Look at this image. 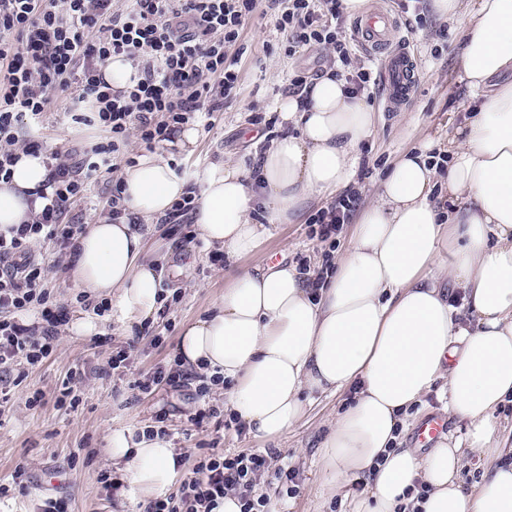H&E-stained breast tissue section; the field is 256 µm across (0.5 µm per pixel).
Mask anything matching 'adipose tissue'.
Listing matches in <instances>:
<instances>
[{"label": "adipose tissue", "mask_w": 512, "mask_h": 512, "mask_svg": "<svg viewBox=\"0 0 512 512\" xmlns=\"http://www.w3.org/2000/svg\"><path fill=\"white\" fill-rule=\"evenodd\" d=\"M462 38L460 78L476 109L449 150V208L433 197L438 168L427 152H405L361 211L328 285L311 290L293 265L236 261L257 252L269 225L298 223L313 198L353 183L374 116L344 78L327 73L303 97L281 98L280 119L295 134L274 141L257 167L213 163L195 199L199 236L229 267L212 314L182 328L177 353L222 376L225 413L268 441L298 424L315 396L351 393L319 450L325 490L367 477L351 512H395L419 482L429 487L422 512H512V448L495 417L512 398V83L493 82L512 71V0H478ZM47 174L44 156H21L0 182V231L30 219L28 193ZM124 183V204L143 225L95 220L69 275L130 327L162 306L161 277L143 258L148 223L187 184L154 153L139 156ZM457 291L468 314L453 304ZM432 391L464 435L425 454L400 447L399 426ZM466 449L489 461L468 491L456 478ZM106 460L129 485L120 512L166 494L182 472L160 436L113 431Z\"/></svg>", "instance_id": "obj_1"}]
</instances>
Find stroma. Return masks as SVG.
I'll use <instances>...</instances> for the list:
<instances>
[{
	"mask_svg": "<svg viewBox=\"0 0 512 512\" xmlns=\"http://www.w3.org/2000/svg\"><path fill=\"white\" fill-rule=\"evenodd\" d=\"M472 6V0H463L462 10L448 18L437 14L430 0H422L425 20L421 23L414 14L397 13L399 33L409 37L417 57L416 84L409 104L397 112L386 111L383 91L373 96L375 131L360 148L361 163L351 185L361 204L374 199L398 156L424 144L446 153L470 118L474 105L460 79L459 56ZM242 42L245 52L236 94L225 102L223 111L214 113L211 127L201 130L192 153L171 154L173 163L195 175H203L220 159L262 154L273 139L292 133V125L278 124L268 130L263 121L276 115L280 98L293 94L289 81L294 75L312 81L336 66L332 54L317 48L288 55L286 36L276 31L268 13L257 12L247 19ZM62 111V106H54L36 134L45 147L64 152L98 143L94 128L71 123ZM326 206L323 200L312 202L299 223L274 225L257 258L240 259V266L256 259L294 264L304 257L311 269H320L326 246L311 237L307 218ZM189 230L186 224L158 221L148 235L147 252L163 267L165 290L181 295L166 316L152 321L148 333L133 338L131 331L107 316L99 318V331L91 336L62 330L53 353L40 366L25 369L21 382L0 385V483H11L20 463L28 475L25 493L0 501V512H37L48 497L66 500L72 512H116L120 492L99 479L109 468L107 438L115 430L141 433L161 412L166 415L169 438L187 464L214 450L263 454L268 469L258 489L269 494L275 491V471L294 469L300 492L289 498L288 512H348L351 501L363 491L361 478L346 483L334 495L321 491L322 475L316 465L319 445L326 422L345 409L344 395L319 398L287 436L265 442L227 426L224 413L205 417L198 425L191 423V415L204 407L196 394L199 378L191 376L181 386L166 385L151 394L138 387V379L172 364L181 326L206 316L213 298L224 289L223 264L212 261V249L201 240L187 241ZM157 336L163 337L162 345H154ZM132 339L137 345L128 366L110 369L113 351ZM75 370L81 371L83 382L76 390L79 403L73 408L61 396ZM36 391L42 395L40 405L28 406V397Z\"/></svg>",
	"mask_w": 512,
	"mask_h": 512,
	"instance_id": "stroma-1",
	"label": "stroma"
}]
</instances>
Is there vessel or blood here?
<instances>
[{
    "label": "vessel or blood",
    "instance_id": "1",
    "mask_svg": "<svg viewBox=\"0 0 512 512\" xmlns=\"http://www.w3.org/2000/svg\"><path fill=\"white\" fill-rule=\"evenodd\" d=\"M396 26V19L382 9L372 10L354 24V33L360 45L379 59L385 108L390 112L410 99L416 81L409 41L405 38L394 39ZM447 428L446 421L440 416H429L416 427L415 439L420 446H431Z\"/></svg>",
    "mask_w": 512,
    "mask_h": 512
}]
</instances>
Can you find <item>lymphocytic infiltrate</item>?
Returning <instances> with one entry per match:
<instances>
[{
	"label": "lymphocytic infiltrate",
	"mask_w": 512,
	"mask_h": 512,
	"mask_svg": "<svg viewBox=\"0 0 512 512\" xmlns=\"http://www.w3.org/2000/svg\"><path fill=\"white\" fill-rule=\"evenodd\" d=\"M260 0H0V181H10L19 153L38 154L39 141L23 137L39 125L58 92L74 123L109 133L110 139L79 153H49V173L35 194L30 221L0 233V374L34 367L54 350L71 306L45 287V267L33 247L75 251L79 224L67 223L91 198L93 178L114 173L129 137L152 148L176 125L210 122L236 93L239 58L233 47ZM275 28L288 37V54L313 45L333 51L348 67L356 90L373 92L372 70L353 66L339 0H269ZM132 61V85L115 90L103 69L114 56ZM358 205L347 191L310 217L313 234L335 245ZM267 467L258 453L200 456L176 493L146 502L143 512H212L218 498L235 494L241 512H268L257 492Z\"/></svg>",
	"instance_id": "obj_1"
}]
</instances>
